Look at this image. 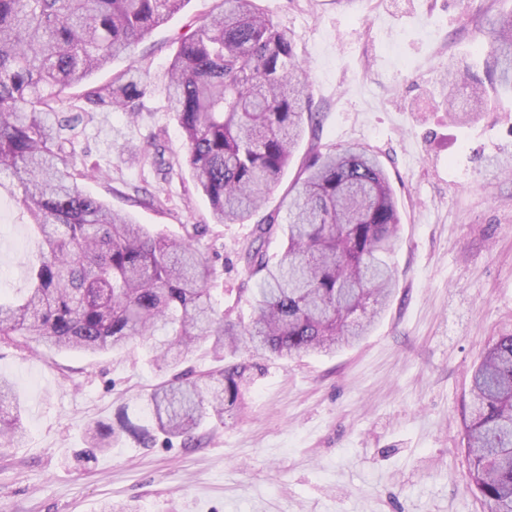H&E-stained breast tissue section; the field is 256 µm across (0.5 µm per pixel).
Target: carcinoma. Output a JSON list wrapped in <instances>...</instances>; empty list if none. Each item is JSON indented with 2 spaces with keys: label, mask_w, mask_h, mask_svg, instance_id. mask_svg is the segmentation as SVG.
Wrapping results in <instances>:
<instances>
[{
  "label": "carcinoma",
  "mask_w": 512,
  "mask_h": 512,
  "mask_svg": "<svg viewBox=\"0 0 512 512\" xmlns=\"http://www.w3.org/2000/svg\"><path fill=\"white\" fill-rule=\"evenodd\" d=\"M189 0H0V192L16 197L40 233L30 287L0 298V339L98 354L140 339L161 371L209 347L220 366L181 371L142 398V410L169 436H189L242 404L253 357L333 353L365 336L397 286L391 262L401 217L379 157L350 145H312L288 188L289 222L262 217L245 257L256 278L252 316L218 312L213 271L188 238L171 239L87 194L75 162L80 127L92 110L136 115L151 88L130 66L98 85L91 76L123 57ZM479 75L445 66L444 104L454 122H474L489 91L512 93V12L488 20ZM170 110L184 136L182 163L216 224L243 223L264 206L305 135L309 80L292 34L255 0H221L180 39L164 75ZM79 86L69 99L66 89ZM154 153L135 159L163 164ZM282 234L271 262L266 244ZM473 407L463 418L469 488L489 512H512V332L487 348L472 373ZM10 380L0 375V446L25 434ZM138 428L97 423L90 451Z\"/></svg>",
  "instance_id": "obj_1"
}]
</instances>
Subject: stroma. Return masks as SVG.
Listing matches in <instances>:
<instances>
[{
    "instance_id": "stroma-1",
    "label": "stroma",
    "mask_w": 512,
    "mask_h": 512,
    "mask_svg": "<svg viewBox=\"0 0 512 512\" xmlns=\"http://www.w3.org/2000/svg\"><path fill=\"white\" fill-rule=\"evenodd\" d=\"M218 0H188L132 51L93 75L135 65L154 84L137 123L94 113L76 162L82 188L167 236L206 226L215 306L246 322L243 254L253 224H216L187 168L163 75L178 41ZM294 37L321 143L380 156L402 224L396 294L370 336L333 355L261 361L244 411L194 439L126 434L87 458L86 430L117 414L144 429L140 398L166 375L142 342L99 355L0 342V374L22 405L25 440L0 447V512H488L467 488L463 412L471 372L512 331V97L482 119L449 123L439 97L448 60L477 55L487 18L512 0H257ZM160 134L174 167L161 175L128 150ZM39 239L27 212L0 196V282L24 292Z\"/></svg>"
}]
</instances>
